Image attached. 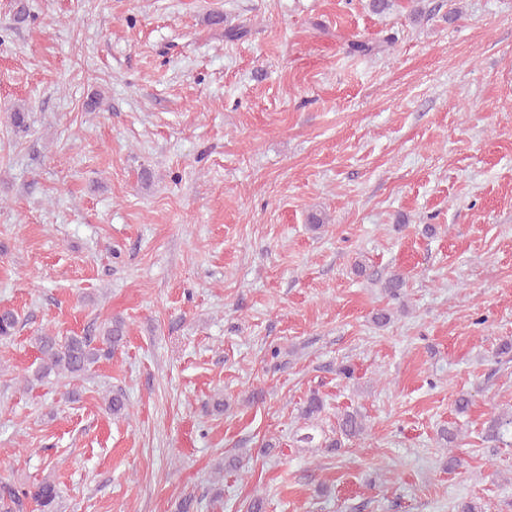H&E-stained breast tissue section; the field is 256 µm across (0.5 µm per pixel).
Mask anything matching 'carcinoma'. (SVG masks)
I'll list each match as a JSON object with an SVG mask.
<instances>
[{
  "label": "carcinoma",
  "mask_w": 512,
  "mask_h": 512,
  "mask_svg": "<svg viewBox=\"0 0 512 512\" xmlns=\"http://www.w3.org/2000/svg\"><path fill=\"white\" fill-rule=\"evenodd\" d=\"M18 317L10 309L0 310V339H7L15 333ZM124 339V325L119 321L104 324L96 336H66L60 338L50 331H44L33 338L41 354L42 364L34 374V380L43 382L50 375L79 377L100 359L112 358V350ZM323 399L311 394L300 411V418L311 421L322 412ZM106 409L115 417L128 415L127 399L121 390L111 392ZM366 424L360 414L344 412L338 419L336 437L326 441L325 447L339 448L342 441L363 435ZM491 436L503 444L512 446V412L499 415L490 426ZM59 491L56 484L44 479L42 482L24 486L0 481V512H59Z\"/></svg>",
  "instance_id": "obj_1"
}]
</instances>
